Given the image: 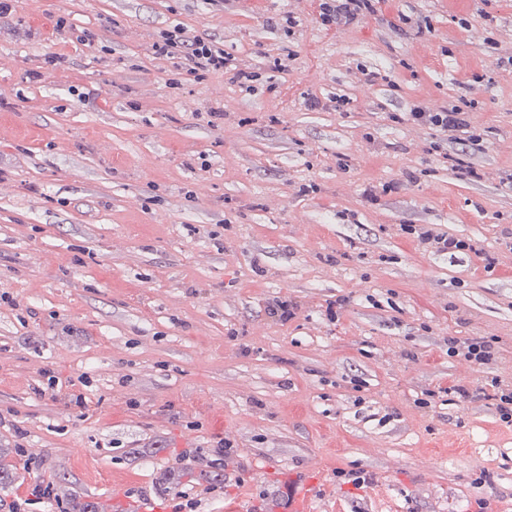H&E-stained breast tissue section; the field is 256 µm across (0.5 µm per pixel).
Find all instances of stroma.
Masks as SVG:
<instances>
[{
	"instance_id": "1",
	"label": "stroma",
	"mask_w": 512,
	"mask_h": 512,
	"mask_svg": "<svg viewBox=\"0 0 512 512\" xmlns=\"http://www.w3.org/2000/svg\"><path fill=\"white\" fill-rule=\"evenodd\" d=\"M175 19L269 89L168 88L149 46ZM510 54L512 0H383L328 29L310 0H16L0 25V512H176L183 492L198 512H272L294 479L308 512H512V428L485 400L416 404L512 383ZM336 93L344 111L304 104ZM460 97L485 132L462 155L476 180L430 152L434 130L390 119ZM404 224L497 263L433 255ZM278 298L295 318L269 315ZM451 336L489 341L490 368L448 357ZM222 441L221 477L200 479ZM38 485L51 493L30 501Z\"/></svg>"
}]
</instances>
